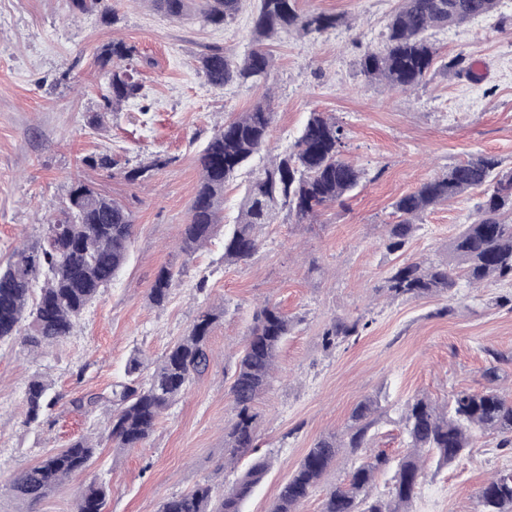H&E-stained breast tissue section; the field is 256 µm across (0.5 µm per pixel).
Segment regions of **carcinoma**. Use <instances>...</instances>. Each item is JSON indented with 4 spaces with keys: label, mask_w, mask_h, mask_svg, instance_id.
<instances>
[{
    "label": "carcinoma",
    "mask_w": 512,
    "mask_h": 512,
    "mask_svg": "<svg viewBox=\"0 0 512 512\" xmlns=\"http://www.w3.org/2000/svg\"><path fill=\"white\" fill-rule=\"evenodd\" d=\"M150 2L155 11L169 18L179 19L193 10L203 23L214 27L234 20L240 9V0ZM69 3L75 12L100 13L105 24L117 22L106 0ZM497 4L498 0H399L386 26L383 49L362 56L361 72L368 81L391 90L414 88L424 81L437 58L427 32L482 17ZM343 23V16L334 13H302L297 0H260L252 20L257 47L241 58L214 47L199 58L200 68L215 89L234 82L261 85L272 67L265 41L293 31L304 37L321 35ZM136 53V47L123 40H112L97 49L106 80L102 110L94 116L97 126H103L106 114L119 111L140 95L141 85L128 67L120 65ZM274 116L267 103L259 102L225 121L202 150L199 186L182 231L180 249L185 255L194 254L216 234L222 224L224 189L244 164L263 150ZM342 139L343 129L336 119L313 112L287 153L252 171L240 219L224 238V260H249L259 249L258 226L270 223L277 210H288L296 223L302 224L319 209L343 201L366 180L364 169L342 157ZM171 162L172 158L157 154L150 162L121 173L126 180L136 181ZM83 163L103 171L117 166L110 154L89 156ZM471 189L482 190L483 200L475 220L464 225L449 244L448 260L407 261L395 266L384 285L391 299L448 294L461 282L470 288L488 280L512 283V168L502 169L494 156L477 155L455 164L396 199L392 209L397 222L388 229L386 248L401 250L429 210ZM65 203L66 207L43 225L40 239L0 264V345L19 340L34 349L63 341L126 263L134 220L124 204L84 179L71 184ZM175 281L171 267H160L149 291L150 303L163 306ZM223 315L222 307L200 311L188 333L173 343L148 377L141 376L142 363L134 358L127 365V379L112 386L110 394L91 396L76 403V408L110 405L105 440L120 449L143 445L163 412L208 370L210 336ZM291 326L292 319L274 304L267 303L253 314L229 389L235 419L224 429V451L230 462L256 447L252 408L272 386L275 360ZM358 332L359 321L338 319L325 329L323 342L334 347ZM59 401L51 384L39 376L30 378L25 387L26 422L41 425ZM377 411V401L364 399L352 410L345 431L320 437L280 486L269 512H298L342 451L351 460L347 484L326 490L320 512H410L420 486L423 452L435 453L439 465L447 466L470 447L478 432L496 433L501 444H512V400L497 388L456 391L442 407L426 396H417L407 402L403 416L408 452L397 462L392 488L382 497L373 494V488L377 473L389 464V458L367 452L368 433ZM101 443L102 439L89 436L70 441L18 472L9 490L27 504L28 512H36V505L91 465ZM268 468V458L260 457L232 484L219 488L209 482L198 483L185 493L165 498L158 512H242L244 501ZM108 496L106 483L94 480L82 489L75 512H106ZM478 505L480 512H512V472L487 480L478 491Z\"/></svg>",
    "instance_id": "obj_1"
}]
</instances>
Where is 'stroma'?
<instances>
[{"label":"stroma","instance_id":"stroma-1","mask_svg":"<svg viewBox=\"0 0 512 512\" xmlns=\"http://www.w3.org/2000/svg\"><path fill=\"white\" fill-rule=\"evenodd\" d=\"M119 16L73 13L68 0H0V260L31 244L56 215L72 181H94L133 212L126 267L83 315L71 336L36 352L22 342L0 347V512H24L8 490L16 473L80 436L103 432L107 411L74 410L72 400L109 394L132 357L152 369L187 333L203 308L223 306L211 337L208 371L161 417L146 446L103 444L93 464L41 502L37 512H73L91 480L109 484L107 512H158L160 502L202 482L231 483L224 464V428L234 416L229 380L254 311L278 305L292 330L276 362V380L254 404L258 446L273 466L243 512H268L280 484L319 437L342 430L361 400H377L371 447L391 459L404 455L403 410L426 396L447 402L451 392L497 386L512 398V308L499 298L512 286H460L449 295L393 300L383 291L390 269L406 261H441L482 199L470 191L438 205L405 247L389 252L392 204L421 183L471 157L496 156L512 167V0L488 16L432 31L438 50L425 84L394 91L367 81L358 62L383 46L396 0H298L301 11L345 17L343 26L310 39L295 33L267 41L273 67L265 84L209 86L201 54L220 47L243 56L252 47L256 0H242L224 27L198 17L169 18L142 0H110ZM123 40L138 55L129 66L141 98L90 126L104 77L96 51ZM461 58L452 66L453 58ZM270 98L275 120L270 146L288 150L310 113L335 117L342 154L369 179L344 203L299 224L287 211L258 229L260 247L248 263L224 260L216 234L193 255L179 242L200 171L198 154L235 113ZM109 153L121 168L162 152L171 164L130 182L83 163ZM177 274L164 306L148 292L160 267ZM337 319L361 320V335L325 347L322 333ZM39 375L63 399L35 427L25 420L24 386ZM411 512H478L477 490L512 472V446L498 436L474 437L451 465L423 459Z\"/></svg>","mask_w":512,"mask_h":512}]
</instances>
